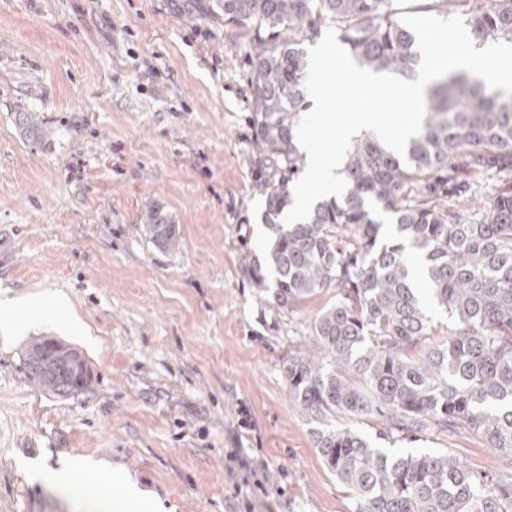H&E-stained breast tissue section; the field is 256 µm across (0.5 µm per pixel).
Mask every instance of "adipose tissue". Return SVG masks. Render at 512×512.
<instances>
[{"mask_svg": "<svg viewBox=\"0 0 512 512\" xmlns=\"http://www.w3.org/2000/svg\"><path fill=\"white\" fill-rule=\"evenodd\" d=\"M33 478L50 482L60 492L77 499L84 512H160L162 508L152 492L103 463L80 462L48 475L37 471ZM112 485L121 487V494L106 496L105 488Z\"/></svg>", "mask_w": 512, "mask_h": 512, "instance_id": "obj_1", "label": "adipose tissue"}]
</instances>
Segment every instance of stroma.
<instances>
[{
    "label": "stroma",
    "mask_w": 512,
    "mask_h": 512,
    "mask_svg": "<svg viewBox=\"0 0 512 512\" xmlns=\"http://www.w3.org/2000/svg\"><path fill=\"white\" fill-rule=\"evenodd\" d=\"M215 2L0 0V302L49 290L72 307L0 309V512H81L29 474L84 460L166 512H353L284 380L335 292L283 311L242 271L268 248L276 170L253 147V33ZM149 204L179 249L146 234ZM39 338L85 356L86 392L31 386ZM393 448L453 452L491 490L508 474L466 430ZM140 222L158 247L165 250H175L179 247L175 224H172L170 215L160 206L146 205L141 212Z\"/></svg>",
    "instance_id": "1"
}]
</instances>
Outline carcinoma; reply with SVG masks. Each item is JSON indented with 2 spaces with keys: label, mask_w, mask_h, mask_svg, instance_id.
<instances>
[{
  "label": "carcinoma",
  "mask_w": 512,
  "mask_h": 512,
  "mask_svg": "<svg viewBox=\"0 0 512 512\" xmlns=\"http://www.w3.org/2000/svg\"><path fill=\"white\" fill-rule=\"evenodd\" d=\"M220 2L225 22L254 32L253 142L284 172L263 215L272 248L264 262L245 260L243 273L258 287L272 279L279 309L336 291L312 323L316 352L292 356L284 370L321 462L350 491L354 512H512L511 481L490 492L451 453H392L355 427L380 417V438L402 440L465 425L512 463V94L449 73L430 91L406 158L372 135L354 139L342 166L346 192L287 225L302 159L296 124L311 108L304 45L332 21L358 65L411 78L416 37L396 19L394 0ZM441 2L464 16L474 42H512V0ZM487 172L500 182L482 210H440L432 201L473 190ZM414 181L426 192L405 204ZM376 206L392 213L391 227L374 219ZM140 222L158 247H179L160 206L146 205ZM413 256L432 302L447 310L444 340L433 337L413 283ZM75 358L90 382L86 359L69 344L35 340L23 353L32 385L62 398L75 395L67 368Z\"/></svg>",
  "instance_id": "obj_1"
}]
</instances>
